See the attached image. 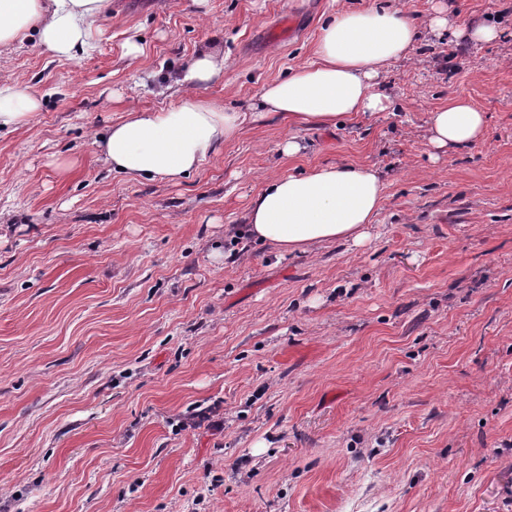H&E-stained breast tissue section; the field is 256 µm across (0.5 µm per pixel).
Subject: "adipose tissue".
<instances>
[{"label": "adipose tissue", "instance_id": "obj_1", "mask_svg": "<svg viewBox=\"0 0 512 512\" xmlns=\"http://www.w3.org/2000/svg\"><path fill=\"white\" fill-rule=\"evenodd\" d=\"M111 5L112 0H0V48L23 43L33 32L54 58H74L92 47L93 22ZM416 37L415 22L389 7L338 12L322 24L314 60L268 82L246 112L225 111L202 96V89L223 81L224 56L200 48L178 73L177 100L153 111H126L97 139L98 151L113 172L127 178L178 180L220 154L249 122L277 117L293 125L332 126L388 111L381 75L409 54ZM40 106L35 92L0 81V130L24 126ZM428 126L434 154H445L480 142L486 116L468 98L454 96L431 113ZM383 202V177L374 167L320 164L268 179L247 205V233L284 256L334 242L360 245Z\"/></svg>", "mask_w": 512, "mask_h": 512}]
</instances>
